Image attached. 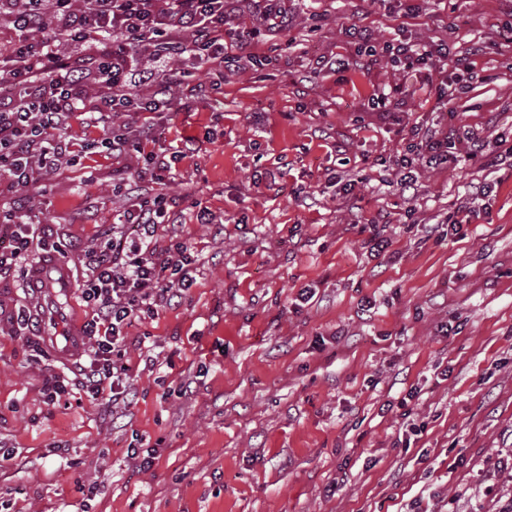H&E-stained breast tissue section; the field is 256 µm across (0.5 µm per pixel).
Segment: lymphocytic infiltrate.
Segmentation results:
<instances>
[{"label": "lymphocytic infiltrate", "instance_id": "lymphocytic-infiltrate-1", "mask_svg": "<svg viewBox=\"0 0 512 512\" xmlns=\"http://www.w3.org/2000/svg\"><path fill=\"white\" fill-rule=\"evenodd\" d=\"M232 0H0L16 33L0 51V185L35 186L56 170L69 151L64 137L71 114L86 109V87H94L99 111L110 117L172 110L160 94L134 99L132 87L154 82L160 67L177 61L184 76L212 65H242L224 39ZM74 46L76 56L62 52ZM104 152H136L142 176L161 182L159 156L179 162L182 151L160 145L151 124L137 138L107 130L94 143ZM12 224L9 243L0 247V272L25 259L35 239L22 208L4 214ZM170 220L165 195L140 199L112 224V240L87 252L81 298L95 316L85 333L95 339L91 363L92 397L120 399V345L132 322L157 316L173 287H189L192 255L181 243L157 248L154 239ZM125 224L139 234L127 240Z\"/></svg>", "mask_w": 512, "mask_h": 512}]
</instances>
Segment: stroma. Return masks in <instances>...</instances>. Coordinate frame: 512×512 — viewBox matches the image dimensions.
I'll list each match as a JSON object with an SVG mask.
<instances>
[{"mask_svg": "<svg viewBox=\"0 0 512 512\" xmlns=\"http://www.w3.org/2000/svg\"><path fill=\"white\" fill-rule=\"evenodd\" d=\"M284 0L292 48L275 63L200 71L191 93L170 63L138 97L168 88L154 122L183 151L163 183L135 154H84L103 132L73 113L61 160L26 199L75 281L100 233L137 197L172 200L157 245L183 242L193 282L124 342L127 402L86 393L93 342L78 351L16 327L34 307L24 271L0 277V512H485L512 505V0ZM370 66L315 73L355 56ZM447 44L472 72L440 111L402 63L398 38ZM388 92L389 108L372 97ZM474 132L447 163L417 161L402 190L411 126ZM355 180L352 191L344 180ZM470 202L481 215L457 232ZM218 221L201 224L197 205ZM390 240L372 250V230ZM55 375L67 391L46 405ZM155 448L139 472L129 447Z\"/></svg>", "mask_w": 512, "mask_h": 512, "instance_id": "1", "label": "stroma"}]
</instances>
